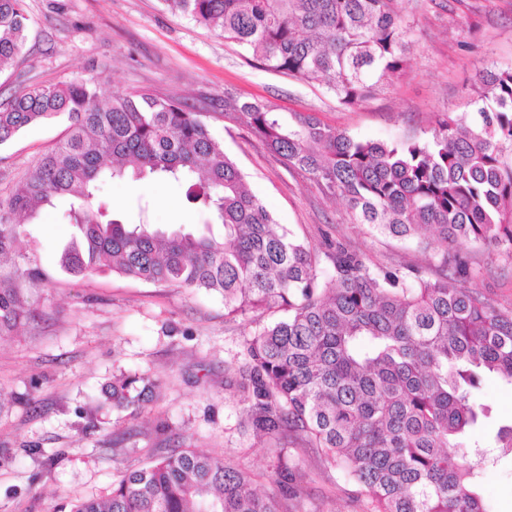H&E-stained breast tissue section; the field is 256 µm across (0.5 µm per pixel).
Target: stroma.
I'll return each instance as SVG.
<instances>
[{
	"instance_id": "1",
	"label": "stroma",
	"mask_w": 512,
	"mask_h": 512,
	"mask_svg": "<svg viewBox=\"0 0 512 512\" xmlns=\"http://www.w3.org/2000/svg\"><path fill=\"white\" fill-rule=\"evenodd\" d=\"M31 29L18 66L0 72V102L35 84L95 79L119 92L161 93L210 113L213 134L246 176L276 223L312 244L346 241L383 266L428 269L415 244L353 223L342 202L327 199L301 173L286 168L246 127H225V94L269 100L284 111L315 112L349 134L403 142L425 139L438 118L474 109L487 72L512 66V0H404L410 51L404 74L354 107L325 85L265 71L223 35L164 9L161 0H26ZM64 119L29 128L0 146V192L67 133ZM99 197L126 223L201 228L203 214L173 184L104 181ZM68 199L25 225L21 249L49 279L36 288L37 316L20 335L0 339V512H68L71 502L110 491L120 471L145 452L197 448L235 467L263 474L278 493L279 461L297 481L284 512H367L356 486L329 468L322 449L289 437L283 451L245 433L241 405L225 376L243 362L253 332L228 318L220 297L105 273L78 278L58 265L75 232ZM478 272L470 287L512 308V261L462 251ZM161 382L135 420L104 405L102 388L119 372ZM491 447L481 469L482 493L496 512H512V454Z\"/></svg>"
}]
</instances>
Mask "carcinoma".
<instances>
[{"instance_id": "obj_1", "label": "carcinoma", "mask_w": 512, "mask_h": 512, "mask_svg": "<svg viewBox=\"0 0 512 512\" xmlns=\"http://www.w3.org/2000/svg\"><path fill=\"white\" fill-rule=\"evenodd\" d=\"M219 29L262 68L319 83L344 106L383 92L407 65L402 0H163ZM24 0H0V72L27 39ZM473 115H448L405 143L358 139L315 112L224 94V125H245L285 167L305 173L357 224L432 248L433 272L381 266L338 239L316 247L285 232L251 192L206 115L180 99L105 90L93 79L30 86L0 103V146L64 116L67 136L0 194V338L36 316L41 269L18 253L22 226L72 199L79 235L60 255L75 275L112 273L217 294L250 317L241 379L228 380L240 425L280 444L325 449L370 512H489L479 462L461 438L491 414L484 374L512 387V309L461 287L465 246L512 260V66L483 78ZM164 178L204 215L185 232L106 219V179ZM223 227L215 235L213 225ZM160 382L120 375L104 392L135 418ZM454 448L451 454L448 449ZM70 512H281L222 455L150 451L105 495Z\"/></svg>"}]
</instances>
